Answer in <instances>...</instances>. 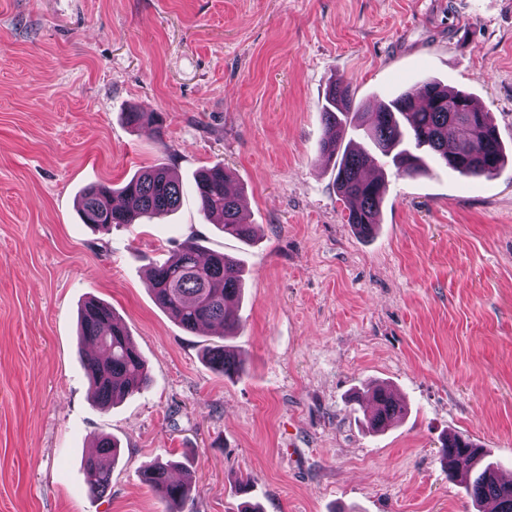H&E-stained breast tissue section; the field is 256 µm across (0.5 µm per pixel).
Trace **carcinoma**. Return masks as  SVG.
Instances as JSON below:
<instances>
[{
  "label": "carcinoma",
  "mask_w": 512,
  "mask_h": 512,
  "mask_svg": "<svg viewBox=\"0 0 512 512\" xmlns=\"http://www.w3.org/2000/svg\"><path fill=\"white\" fill-rule=\"evenodd\" d=\"M324 138L321 153L335 161L336 190L342 199L352 202L347 223L359 233L370 235L379 223L384 195L383 180L369 179L365 170L380 158L391 163L398 176H417L428 171L422 152L469 177H491L505 163V150L489 112L473 105L470 94L448 89L433 80H424L401 95L380 104L373 112H362L354 104L350 84L337 81L330 85L322 108ZM127 123L137 127L160 129L156 113L128 112ZM359 133L367 145L345 143L347 130ZM230 173L220 165L203 170L195 181L194 193L200 211L218 223L224 234L241 242L253 237V226L240 219L241 197L230 190ZM183 189L171 171L157 165L130 178L118 189L104 183L88 186L80 201L83 223L108 232L127 226L143 217L166 214L178 207ZM123 205L116 207L113 199ZM156 303L183 329L194 331L201 324L217 325L227 333L240 326L238 302L241 269L236 260L218 253L201 259L194 238L183 241L176 252L161 264L150 268ZM79 335L99 345L105 353L100 359L90 355L85 367L100 407L141 392L147 384L142 356L127 327L112 307L90 299L79 315ZM211 369L232 376L239 372V356L224 345L207 351ZM375 409L367 417L370 428L381 432L399 418L393 395L383 386L372 391ZM96 455L81 464L85 483L98 495L112 487L111 459L117 445L108 436L96 441ZM448 464V479L463 484L476 503L492 500L497 512H512V487L496 480L497 463L472 441L458 435L442 445ZM149 486L177 512L189 495L187 481H174L169 466L152 463L140 471Z\"/></svg>",
  "instance_id": "carcinoma-1"
}]
</instances>
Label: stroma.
Wrapping results in <instances>:
<instances>
[{"label": "stroma", "instance_id": "stroma-1", "mask_svg": "<svg viewBox=\"0 0 512 512\" xmlns=\"http://www.w3.org/2000/svg\"><path fill=\"white\" fill-rule=\"evenodd\" d=\"M425 78L491 112L508 158L492 178L384 168L360 236L319 152L325 91L372 105ZM161 162L178 209L82 224L87 186ZM214 165L252 243L199 211ZM190 237L245 268L236 335L155 302L150 264ZM91 297L151 378L107 410L82 363ZM218 343L238 376L204 362ZM375 383L406 407L381 432ZM101 434L119 454L100 497L80 464ZM453 434L512 472V0H0V512H166L140 479L157 460L192 484L180 512H479L448 478Z\"/></svg>", "mask_w": 512, "mask_h": 512}]
</instances>
